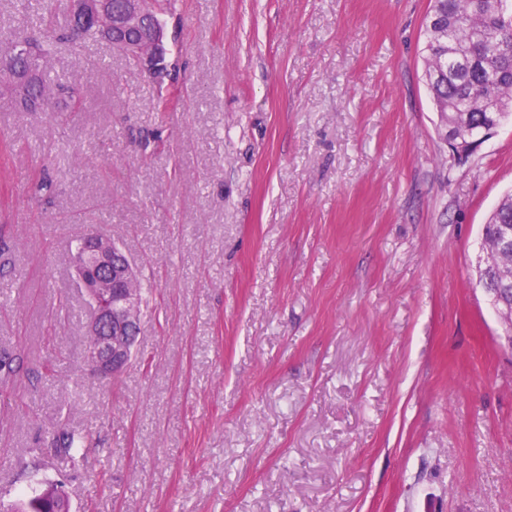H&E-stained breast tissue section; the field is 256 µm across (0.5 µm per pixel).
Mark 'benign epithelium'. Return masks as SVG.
<instances>
[{"label":"benign epithelium","instance_id":"obj_1","mask_svg":"<svg viewBox=\"0 0 512 512\" xmlns=\"http://www.w3.org/2000/svg\"><path fill=\"white\" fill-rule=\"evenodd\" d=\"M151 0H124L112 9V0H71L75 18L90 21L112 37L139 29L143 40L121 45L151 71L165 52V32L153 26ZM76 283L89 298L92 316L88 326L86 357L94 372L117 378L131 361L140 330L141 297L137 270L112 239L101 232L87 234L73 257Z\"/></svg>","mask_w":512,"mask_h":512}]
</instances>
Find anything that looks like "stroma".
I'll return each mask as SVG.
<instances>
[{
    "label": "stroma",
    "instance_id": "1",
    "mask_svg": "<svg viewBox=\"0 0 512 512\" xmlns=\"http://www.w3.org/2000/svg\"><path fill=\"white\" fill-rule=\"evenodd\" d=\"M430 6L171 0L163 79L98 39L49 65L81 111L0 89V502L512 512V352L476 282L512 121L453 160ZM94 227L149 285L114 381L71 265ZM42 492V491H41ZM40 493L35 494L34 496L30 498H19L16 502H14L10 508H7L6 511L10 512H68V511H58L63 508V504L58 502L59 499H64L66 501H69V499L66 497L64 492L62 491L61 487L58 484H49L45 487L43 492L47 494L51 499L55 500L56 502L53 504L51 503L48 507L43 508V511H40V509H32L30 508L31 501L39 496Z\"/></svg>",
    "mask_w": 512,
    "mask_h": 512
}]
</instances>
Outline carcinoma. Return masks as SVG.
Listing matches in <instances>:
<instances>
[{"instance_id":"1","label":"carcinoma","mask_w":512,"mask_h":512,"mask_svg":"<svg viewBox=\"0 0 512 512\" xmlns=\"http://www.w3.org/2000/svg\"><path fill=\"white\" fill-rule=\"evenodd\" d=\"M503 10L504 0H433L426 21L435 18L437 22L427 28L424 76L438 112V132L448 142L449 112L456 113L458 125L467 127L472 136L484 129L491 131L512 118V28L501 24ZM56 25L57 17L50 12L36 23L45 33L44 40L27 35L26 25L0 40V55L18 44H27L38 65V80L34 83L24 80L22 59L0 67V84L10 87L12 105L18 112H37L51 98L53 83L46 76ZM68 29L79 40L100 38L112 42V35L101 32L90 22L71 17ZM506 234L512 236L511 193L501 198L482 227L481 239L493 245L483 249L485 257L477 277L482 281L492 274L512 289V250L495 245ZM56 443L59 452L75 459L74 434L63 431ZM30 503L31 499L20 498L8 512H58L63 508L57 501L40 511L30 508Z\"/></svg>"}]
</instances>
